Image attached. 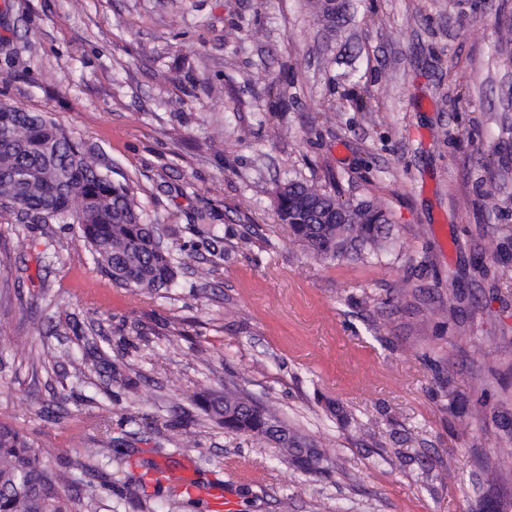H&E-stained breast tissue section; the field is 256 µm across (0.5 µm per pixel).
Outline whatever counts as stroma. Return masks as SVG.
Here are the masks:
<instances>
[{"label":"stroma","instance_id":"obj_1","mask_svg":"<svg viewBox=\"0 0 512 512\" xmlns=\"http://www.w3.org/2000/svg\"><path fill=\"white\" fill-rule=\"evenodd\" d=\"M343 2L328 27L320 0H0V103L84 142L185 268L132 293L76 231L0 223V421L71 493L111 471L100 512H206L153 462L191 463L238 512L512 503V0ZM333 178L389 212L379 260H317L278 219L284 181ZM44 344L65 354L49 372L28 360ZM91 345L83 376L69 357ZM227 388L330 473L213 421L202 395ZM103 404L112 457L80 459Z\"/></svg>","mask_w":512,"mask_h":512}]
</instances>
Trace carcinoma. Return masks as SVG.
I'll return each instance as SVG.
<instances>
[{"instance_id":"obj_1","label":"carcinoma","mask_w":512,"mask_h":512,"mask_svg":"<svg viewBox=\"0 0 512 512\" xmlns=\"http://www.w3.org/2000/svg\"><path fill=\"white\" fill-rule=\"evenodd\" d=\"M279 220L314 257L380 255L394 240L387 212L370 201L342 199L315 185L290 180L279 186ZM7 224H63L86 242L98 273L136 292L156 293L177 285L179 267L160 242L157 227L143 221L128 185L100 168L84 144L46 116L0 103V221ZM206 410L224 429L277 441L288 436L285 457L320 469L323 456L314 444L291 431L264 405L227 390L205 395ZM96 434L80 449L86 458L112 452V409L100 406ZM35 451V442L0 423V512H95V484L87 496L61 492Z\"/></svg>"}]
</instances>
